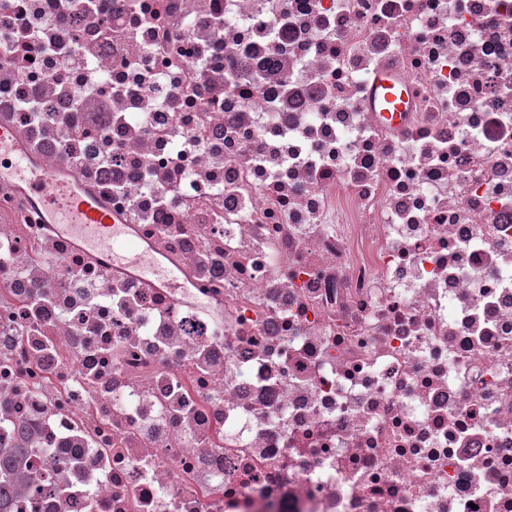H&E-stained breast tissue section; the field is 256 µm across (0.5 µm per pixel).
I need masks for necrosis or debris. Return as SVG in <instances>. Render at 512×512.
Here are the masks:
<instances>
[{
    "label": "necrosis or debris",
    "mask_w": 512,
    "mask_h": 512,
    "mask_svg": "<svg viewBox=\"0 0 512 512\" xmlns=\"http://www.w3.org/2000/svg\"><path fill=\"white\" fill-rule=\"evenodd\" d=\"M0 127L179 272L0 181L7 512H512V0H0ZM404 92L391 76H379L375 82V106L379 112H403Z\"/></svg>",
    "instance_id": "4bbe7bcc"
}]
</instances>
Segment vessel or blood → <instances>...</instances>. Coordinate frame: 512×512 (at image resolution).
<instances>
[{
	"label": "vessel or blood",
	"mask_w": 512,
	"mask_h": 512,
	"mask_svg": "<svg viewBox=\"0 0 512 512\" xmlns=\"http://www.w3.org/2000/svg\"><path fill=\"white\" fill-rule=\"evenodd\" d=\"M375 106L382 112L405 109L403 91L383 75L375 82ZM0 179L16 182L44 223L75 238L87 251L120 264L132 261L125 248L126 229L110 210L74 182L41 171L37 161L0 129Z\"/></svg>",
	"instance_id": "1"
}]
</instances>
